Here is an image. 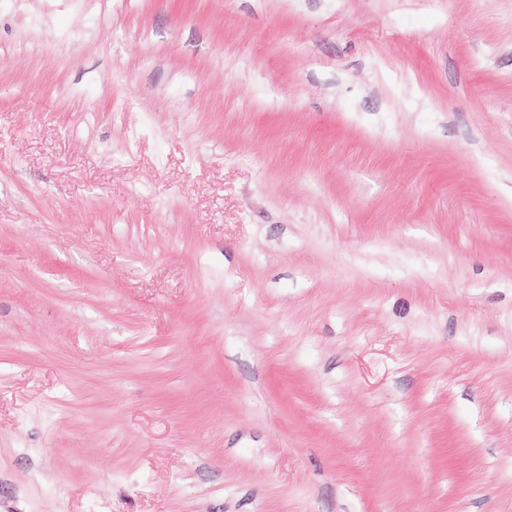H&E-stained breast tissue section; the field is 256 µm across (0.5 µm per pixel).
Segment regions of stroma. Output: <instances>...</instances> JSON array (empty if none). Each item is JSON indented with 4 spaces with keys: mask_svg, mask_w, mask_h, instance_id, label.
Instances as JSON below:
<instances>
[{
    "mask_svg": "<svg viewBox=\"0 0 512 512\" xmlns=\"http://www.w3.org/2000/svg\"><path fill=\"white\" fill-rule=\"evenodd\" d=\"M0 512H512V0H0Z\"/></svg>",
    "mask_w": 512,
    "mask_h": 512,
    "instance_id": "obj_1",
    "label": "stroma"
}]
</instances>
